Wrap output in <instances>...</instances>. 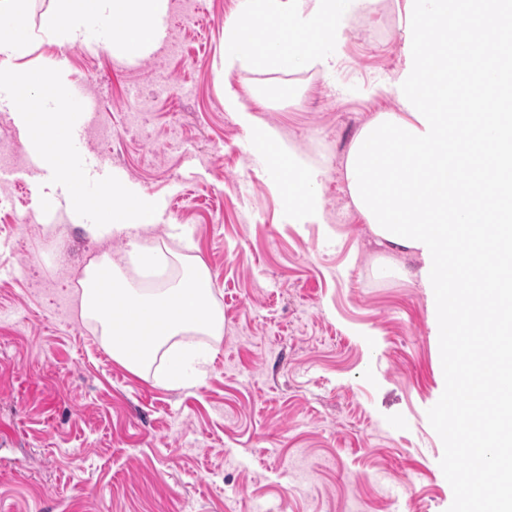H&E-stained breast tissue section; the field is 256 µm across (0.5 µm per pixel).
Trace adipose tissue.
Returning <instances> with one entry per match:
<instances>
[{
    "label": "adipose tissue",
    "mask_w": 512,
    "mask_h": 512,
    "mask_svg": "<svg viewBox=\"0 0 512 512\" xmlns=\"http://www.w3.org/2000/svg\"><path fill=\"white\" fill-rule=\"evenodd\" d=\"M504 0H403L405 54L395 81L400 111L380 113L352 143L345 163L349 195L373 235L380 241L421 255L419 277L433 294L441 318L438 335L461 311L479 318V306L448 290L453 263L482 261L494 273L503 259H512V225L481 224L485 210L477 198L448 195V165L457 160L465 142H475L512 176V124L498 113H474L464 136L451 135L448 71L466 68L465 58L448 59V34L473 27L469 49L512 58V43L497 39L512 28V9ZM372 0H240L239 14L224 27V69L263 66L293 73L313 67L330 72L336 63V40L350 15L369 10ZM252 142L271 167L287 172L281 191L289 208L306 214L320 206L318 167L302 163L267 128L252 126ZM472 225V245L456 252V230L446 216ZM158 216L146 195H128L112 188V208L101 211L90 230L98 236H120L138 269L150 271L178 259L164 254L150 233ZM213 282L204 264H184L181 277L150 291L132 288L111 262L88 267L82 281V317L100 325L102 341L112 359L139 375L156 360L168 367L175 388L194 386L203 378L210 352L175 344L188 332L220 335L224 319L212 302Z\"/></svg>",
    "instance_id": "1"
}]
</instances>
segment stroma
<instances>
[{
    "label": "stroma",
    "instance_id": "35a3bbf8",
    "mask_svg": "<svg viewBox=\"0 0 512 512\" xmlns=\"http://www.w3.org/2000/svg\"><path fill=\"white\" fill-rule=\"evenodd\" d=\"M239 0L171 6L161 45L128 62L95 45H38L98 102L74 127L91 179L106 167L181 225L209 268L219 336L205 380L173 389L103 360L68 284L125 242L90 237L49 169L29 170L0 107V512H447L453 491L427 411L445 386L435 303L417 257L377 242L344 166L361 128L401 104L398 0H375L336 42V69L224 73ZM288 85L281 102L270 89ZM235 96L323 171L321 208L288 209L257 164ZM55 194L57 204L39 203Z\"/></svg>",
    "mask_w": 512,
    "mask_h": 512
}]
</instances>
